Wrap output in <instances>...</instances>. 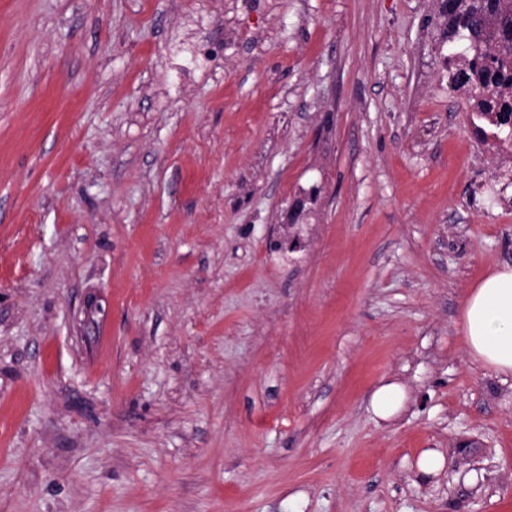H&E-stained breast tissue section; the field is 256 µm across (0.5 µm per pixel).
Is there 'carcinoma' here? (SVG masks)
<instances>
[{
    "label": "carcinoma",
    "instance_id": "obj_1",
    "mask_svg": "<svg viewBox=\"0 0 512 512\" xmlns=\"http://www.w3.org/2000/svg\"><path fill=\"white\" fill-rule=\"evenodd\" d=\"M448 28L468 32L473 55L450 80L466 91L480 116L512 130V0H443Z\"/></svg>",
    "mask_w": 512,
    "mask_h": 512
}]
</instances>
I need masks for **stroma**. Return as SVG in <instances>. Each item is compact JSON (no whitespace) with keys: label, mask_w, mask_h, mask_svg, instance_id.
Listing matches in <instances>:
<instances>
[{"label":"stroma","mask_w":512,"mask_h":512,"mask_svg":"<svg viewBox=\"0 0 512 512\" xmlns=\"http://www.w3.org/2000/svg\"><path fill=\"white\" fill-rule=\"evenodd\" d=\"M468 46L442 0H0V512H512ZM459 327L475 361L512 374V265L493 268L466 295ZM405 395L402 387L395 383L380 386L372 395L371 408L375 415L388 419L403 408Z\"/></svg>","instance_id":"35a3bbf8"}]
</instances>
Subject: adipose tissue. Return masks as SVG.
I'll return each mask as SVG.
<instances>
[{"label": "adipose tissue", "mask_w": 512, "mask_h": 512, "mask_svg": "<svg viewBox=\"0 0 512 512\" xmlns=\"http://www.w3.org/2000/svg\"><path fill=\"white\" fill-rule=\"evenodd\" d=\"M459 327L475 361L512 374V265L493 268L466 295Z\"/></svg>", "instance_id": "adipose-tissue-1"}]
</instances>
